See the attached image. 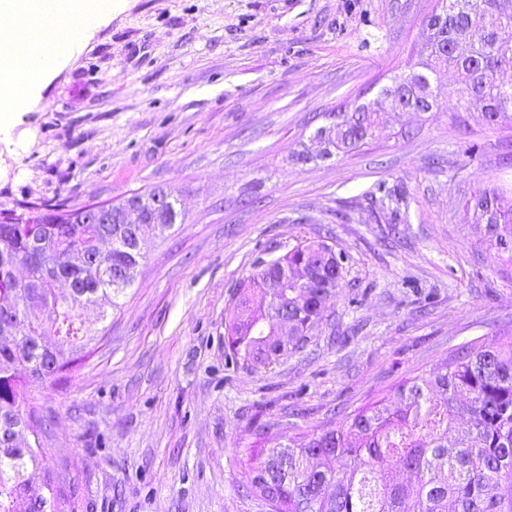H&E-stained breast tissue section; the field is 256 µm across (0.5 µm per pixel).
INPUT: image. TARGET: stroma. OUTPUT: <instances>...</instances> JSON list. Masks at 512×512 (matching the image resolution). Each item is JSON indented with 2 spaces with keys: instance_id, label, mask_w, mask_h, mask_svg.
Listing matches in <instances>:
<instances>
[{
  "instance_id": "1",
  "label": "stroma",
  "mask_w": 512,
  "mask_h": 512,
  "mask_svg": "<svg viewBox=\"0 0 512 512\" xmlns=\"http://www.w3.org/2000/svg\"><path fill=\"white\" fill-rule=\"evenodd\" d=\"M435 0H119L0 125V211L171 189L183 222L146 232L134 285L83 314L100 342L68 385L27 378L47 417V477L73 512H267L241 485L254 446L339 428L397 382L512 323V260L466 203L512 193V128L462 111L437 70L435 112L380 91L429 36ZM366 102L365 150L320 158L329 113ZM479 147L476 155L466 144ZM399 187L395 222L368 192ZM333 230L352 261L304 351L227 364L224 321L262 252Z\"/></svg>"
}]
</instances>
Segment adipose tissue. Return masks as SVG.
Listing matches in <instances>:
<instances>
[{"mask_svg":"<svg viewBox=\"0 0 512 512\" xmlns=\"http://www.w3.org/2000/svg\"><path fill=\"white\" fill-rule=\"evenodd\" d=\"M112 0H0V113L9 114L32 95L37 83L66 61L79 45V32L94 27ZM53 25L32 34L31 21ZM79 32H71L72 22Z\"/></svg>","mask_w":512,"mask_h":512,"instance_id":"adipose-tissue-1","label":"adipose tissue"}]
</instances>
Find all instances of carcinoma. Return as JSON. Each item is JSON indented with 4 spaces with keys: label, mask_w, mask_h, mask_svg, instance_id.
Masks as SVG:
<instances>
[{
    "label": "carcinoma",
    "mask_w": 512,
    "mask_h": 512,
    "mask_svg": "<svg viewBox=\"0 0 512 512\" xmlns=\"http://www.w3.org/2000/svg\"><path fill=\"white\" fill-rule=\"evenodd\" d=\"M427 26L430 36L417 62L393 77L422 90L407 104L436 108L440 91L431 74L448 67L460 75L456 95L463 111L478 109L493 126L512 119V85L495 78L499 69L512 67V10L502 0H437ZM335 117L340 131L333 155L367 146L380 120L366 103ZM369 195L394 214L404 202L384 182ZM28 208L22 223L0 211V310L18 312L28 324L22 336L0 327V512H18L25 472L42 461L45 420L26 394L21 372L57 384L70 381L94 342L82 333V312L101 296L124 295L144 260L133 249L138 224H83L76 207L64 204ZM472 208L476 220L487 224L497 253L512 259V196L484 188ZM104 240L112 250L99 260L95 254ZM328 240H302L276 257L256 259L224 322L231 363L267 368L304 348L319 330L321 309L349 268L336 263L327 274L319 267L334 251ZM20 265L27 272L23 282L15 276ZM283 269L320 281L306 292L293 281L283 288ZM61 281L70 288L66 295L56 292ZM285 305L294 325L288 349L281 351L262 337ZM498 336L494 343H463L444 366L401 379L396 390L402 405L396 409L375 400L348 413L337 429L302 433L282 448L251 449L242 486L261 499L274 488L268 512H448L450 503L454 512H512V326ZM462 418L468 439L450 447L448 429ZM311 458L318 467H309ZM397 464L415 482L388 479ZM53 484L49 480L50 496L29 499L24 512H66L69 500Z\"/></svg>",
    "instance_id": "obj_1"
}]
</instances>
